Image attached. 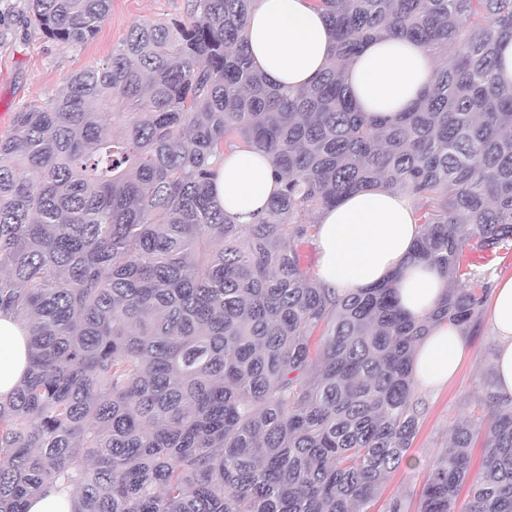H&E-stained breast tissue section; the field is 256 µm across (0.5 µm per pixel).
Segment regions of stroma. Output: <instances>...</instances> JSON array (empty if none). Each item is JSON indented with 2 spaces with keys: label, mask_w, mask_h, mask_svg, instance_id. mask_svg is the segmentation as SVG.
Listing matches in <instances>:
<instances>
[{
  "label": "stroma",
  "mask_w": 512,
  "mask_h": 512,
  "mask_svg": "<svg viewBox=\"0 0 512 512\" xmlns=\"http://www.w3.org/2000/svg\"><path fill=\"white\" fill-rule=\"evenodd\" d=\"M187 8L188 0H112L110 16L95 37L75 45L46 38L31 19L28 0H0V133L11 129L15 112L51 99L73 73L110 58L134 24L182 19ZM495 345L489 321H481L467 339L458 376L424 393L420 430L373 512H383L384 500L394 496L404 499L407 512H417L426 464L449 445L454 422L472 411L477 391L492 374Z\"/></svg>",
  "instance_id": "obj_1"
}]
</instances>
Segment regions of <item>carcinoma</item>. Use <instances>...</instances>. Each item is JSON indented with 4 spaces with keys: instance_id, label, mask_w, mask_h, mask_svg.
<instances>
[{
    "instance_id": "carcinoma-1",
    "label": "carcinoma",
    "mask_w": 512,
    "mask_h": 512,
    "mask_svg": "<svg viewBox=\"0 0 512 512\" xmlns=\"http://www.w3.org/2000/svg\"><path fill=\"white\" fill-rule=\"evenodd\" d=\"M253 2L133 26L0 135V312L31 351L0 400V512L57 485L78 512H372L420 428L416 342L484 314L470 255L512 245V86L495 75L512 0H310L334 45L299 90L252 67ZM111 3L29 7L81 43ZM393 30L448 57L409 111L368 120L345 69ZM240 147L271 154L282 184L254 224L211 193V160ZM378 182L413 200L415 258L447 278L427 318L397 308L393 280L345 293L304 266L319 210ZM476 405L418 512H512V400L489 382Z\"/></svg>"
}]
</instances>
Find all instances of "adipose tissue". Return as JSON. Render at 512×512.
<instances>
[{
  "label": "adipose tissue",
  "instance_id": "1",
  "mask_svg": "<svg viewBox=\"0 0 512 512\" xmlns=\"http://www.w3.org/2000/svg\"><path fill=\"white\" fill-rule=\"evenodd\" d=\"M254 67L289 88L310 83L325 68L332 35L322 13L308 0H255L246 22ZM430 56L403 34L390 32L370 42L347 66L348 84L366 117L391 120L407 111L433 76ZM213 194L236 223H255L281 185L270 154L256 148L225 153L215 164ZM318 277L329 288L361 291L397 276V302L423 317L441 301L445 282L428 262L414 259L421 232L412 201L377 184L344 196L318 216ZM488 316L498 351L495 390L512 398V277L496 278ZM466 339L445 322L436 323L415 350L414 378L424 390L452 379L462 362ZM29 365L28 329L0 313V397L11 395Z\"/></svg>",
  "mask_w": 512,
  "mask_h": 512
}]
</instances>
